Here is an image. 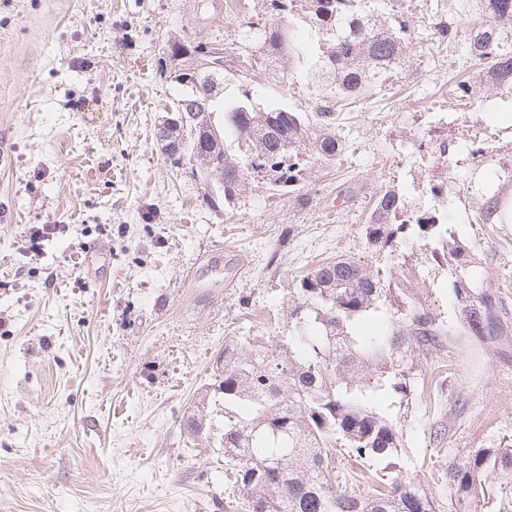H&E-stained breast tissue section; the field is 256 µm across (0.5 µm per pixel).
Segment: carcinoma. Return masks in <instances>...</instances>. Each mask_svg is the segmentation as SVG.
<instances>
[{
    "mask_svg": "<svg viewBox=\"0 0 512 512\" xmlns=\"http://www.w3.org/2000/svg\"><path fill=\"white\" fill-rule=\"evenodd\" d=\"M271 16L249 28L238 52L217 39H174L160 60L161 74L176 86L172 110L199 102L185 131L188 148L167 156L172 167L202 178L204 202L231 208L249 181L276 194L300 192L304 175L332 162L344 149L340 116L369 93L385 90L413 38L390 11L398 0H260ZM478 11L512 24V0H479ZM426 39L449 43L456 32L435 12ZM460 52L487 62L493 95L512 98V34L475 24ZM308 80L309 108L265 107L254 90L258 74ZM213 75L217 89L195 93L184 84ZM236 91L225 93L226 77ZM222 162L223 182L208 179ZM478 221L493 223L496 195L480 194ZM436 216L414 214L395 189L379 192L366 224L368 245L381 251L411 230L437 228ZM435 259L448 262L455 315L468 335L512 357V306L503 294L475 282L457 235L445 230ZM381 270L354 258L322 262L289 292L288 335L232 336L213 368L224 399V464L248 512H512V436L488 447L448 449L438 479L448 499L408 476L400 458V429L378 409L388 392L405 400L417 376V358L445 348L447 328L427 309L393 295ZM381 328L364 336L358 326ZM202 395L187 418L188 432L208 424ZM349 449L365 482L348 483L341 467Z\"/></svg>",
    "mask_w": 512,
    "mask_h": 512,
    "instance_id": "obj_1",
    "label": "carcinoma"
}]
</instances>
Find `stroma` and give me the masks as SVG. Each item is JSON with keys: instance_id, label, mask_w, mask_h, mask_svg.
<instances>
[{"instance_id": "stroma-1", "label": "stroma", "mask_w": 512, "mask_h": 512, "mask_svg": "<svg viewBox=\"0 0 512 512\" xmlns=\"http://www.w3.org/2000/svg\"><path fill=\"white\" fill-rule=\"evenodd\" d=\"M223 37L194 0H0V512H243L219 451L221 423H184L231 336L288 333L289 290L320 261L355 257L447 323V265L418 238L368 248L371 198L395 188L417 213L449 209L470 269L512 302V224L474 223L477 182L512 169V101L489 96L484 68L453 46L411 52L386 95L356 103L334 162L308 172L302 198L257 187L232 209L202 200L201 178L176 171L155 138L174 89L157 64L167 40ZM467 73L470 104L441 95ZM450 153L434 167L432 151ZM486 147L485 159L472 150ZM435 180L443 197L422 191ZM54 225L40 255L30 227ZM110 265L87 271L89 245ZM218 269L185 288L201 256ZM223 288H215L216 280ZM420 358L408 402L387 395L406 470L438 498L426 456L457 394L456 448L512 435V361L458 331Z\"/></svg>"}]
</instances>
